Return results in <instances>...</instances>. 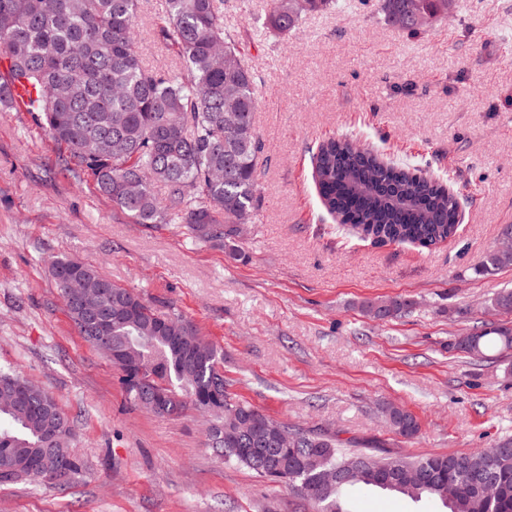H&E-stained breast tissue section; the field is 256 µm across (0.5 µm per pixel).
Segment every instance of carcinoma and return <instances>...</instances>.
Returning a JSON list of instances; mask_svg holds the SVG:
<instances>
[{"instance_id":"obj_1","label":"carcinoma","mask_w":512,"mask_h":512,"mask_svg":"<svg viewBox=\"0 0 512 512\" xmlns=\"http://www.w3.org/2000/svg\"><path fill=\"white\" fill-rule=\"evenodd\" d=\"M332 0H270L266 25L290 31L308 13ZM224 0H164L156 41L173 51L180 69L148 67L134 38L141 0H0V102L26 88V111L68 153L66 172L87 171L98 191L136 224L189 225L195 236L242 256L237 224L249 219L257 200V160L262 143L254 129L258 107L254 71L239 40L224 30ZM379 11L402 31L416 35L448 18V0H379ZM314 182L336 223L379 245L412 244L430 249L457 233L461 198L448 185L410 163L392 164L377 153L357 151L348 137L322 142L315 153ZM163 194H158L157 189ZM512 266V249H492L478 269L488 276ZM56 284L67 278L94 281L99 269L60 257L50 264ZM66 311L82 336V313L74 297ZM102 306L112 315L107 342L121 346L140 368L118 367L131 404L152 390L165 392L158 415L180 417L188 408L211 417L208 446L224 462L258 477L284 483L313 512H352V495L363 487L431 497L449 512H512V439L504 437L469 454L417 458L357 453L337 437L274 420L232 396L222 376L224 352L207 341L182 314L163 311L140 294L108 282ZM401 298L364 302L361 311L384 320L411 309ZM455 348L481 354L512 350V327L475 329ZM22 380L20 401L0 398V482L39 478L51 428L59 429L60 465L69 479L82 474L69 452L73 419L53 396L13 370L0 369V383ZM391 427L405 439L420 431L414 415L390 406ZM288 427L290 442L276 470L251 455L267 438V423ZM455 469L457 497L446 496L448 469ZM430 470L439 478L404 486L392 478ZM492 477L508 490L494 497L476 484Z\"/></svg>"}]
</instances>
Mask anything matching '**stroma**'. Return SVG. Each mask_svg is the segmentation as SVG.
Returning <instances> with one entry per match:
<instances>
[{
  "instance_id": "35a3bbf8",
  "label": "stroma",
  "mask_w": 512,
  "mask_h": 512,
  "mask_svg": "<svg viewBox=\"0 0 512 512\" xmlns=\"http://www.w3.org/2000/svg\"><path fill=\"white\" fill-rule=\"evenodd\" d=\"M377 3L339 2L278 34L268 0H224V27L256 73L263 142L239 259L187 225L133 223L90 173L60 175L65 150L29 112L0 105V366L56 398L84 464L65 494L39 479L0 483V512H312L288 486L225 463L196 411L162 417L128 402L120 372L66 312L48 272L58 256L182 313L223 348L229 391L274 419L406 457L512 435V351L453 347L477 327L512 326L488 305L512 288V268L478 273L512 224V0H453L414 36ZM163 4L142 0L135 37L149 67L171 71L175 54L153 39ZM345 135L449 181L464 198L456 236L428 250L339 227L311 160ZM389 298L415 306L383 322L359 309ZM389 406L417 418V438L394 433ZM354 510L448 512L377 489L356 492Z\"/></svg>"
}]
</instances>
